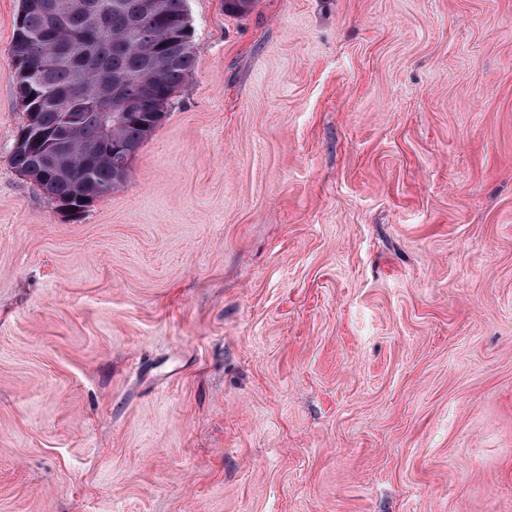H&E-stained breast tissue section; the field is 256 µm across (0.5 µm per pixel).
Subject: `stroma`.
<instances>
[{"instance_id":"obj_1","label":"stroma","mask_w":512,"mask_h":512,"mask_svg":"<svg viewBox=\"0 0 512 512\" xmlns=\"http://www.w3.org/2000/svg\"><path fill=\"white\" fill-rule=\"evenodd\" d=\"M0 512H512V0H187L124 184L10 164Z\"/></svg>"}]
</instances>
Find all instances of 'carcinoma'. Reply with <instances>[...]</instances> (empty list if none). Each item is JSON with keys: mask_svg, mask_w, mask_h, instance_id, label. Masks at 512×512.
<instances>
[{"mask_svg": "<svg viewBox=\"0 0 512 512\" xmlns=\"http://www.w3.org/2000/svg\"><path fill=\"white\" fill-rule=\"evenodd\" d=\"M20 0L12 56L35 79L25 111L32 131L55 139L69 167L32 181L51 205L85 211L84 201L118 188L143 142L195 68L187 0ZM41 145L14 150L28 176Z\"/></svg>", "mask_w": 512, "mask_h": 512, "instance_id": "1", "label": "carcinoma"}]
</instances>
